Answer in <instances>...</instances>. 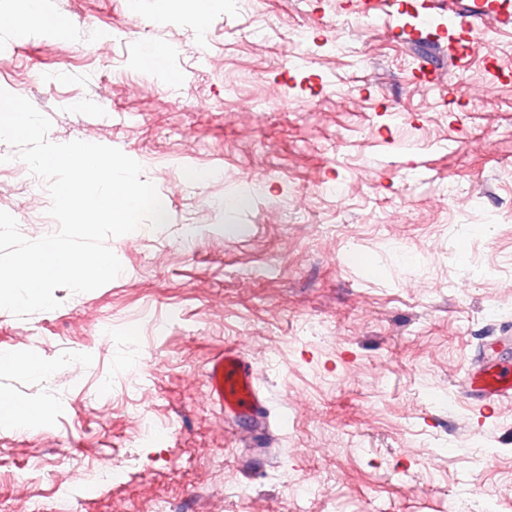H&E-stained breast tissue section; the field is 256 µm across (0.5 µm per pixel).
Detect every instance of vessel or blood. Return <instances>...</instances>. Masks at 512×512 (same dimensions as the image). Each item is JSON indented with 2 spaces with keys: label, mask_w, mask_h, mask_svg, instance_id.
I'll return each instance as SVG.
<instances>
[{
  "label": "vessel or blood",
  "mask_w": 512,
  "mask_h": 512,
  "mask_svg": "<svg viewBox=\"0 0 512 512\" xmlns=\"http://www.w3.org/2000/svg\"><path fill=\"white\" fill-rule=\"evenodd\" d=\"M509 345L512 336L498 337L469 376L465 394L475 401L477 411L512 398V362L501 353ZM206 380L210 401L225 417L264 418L266 401L256 386L253 367L234 349L225 348L210 360Z\"/></svg>",
  "instance_id": "vessel-or-blood-1"
}]
</instances>
